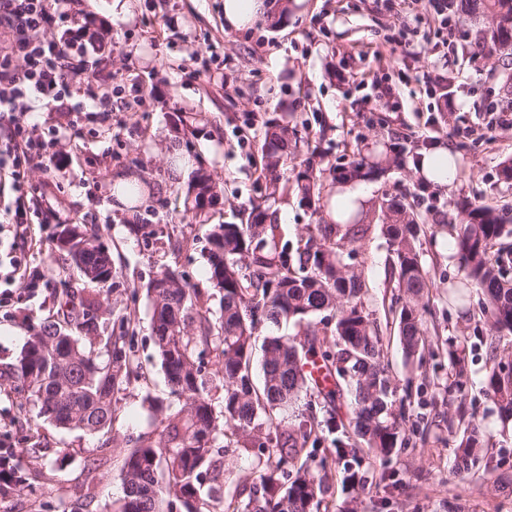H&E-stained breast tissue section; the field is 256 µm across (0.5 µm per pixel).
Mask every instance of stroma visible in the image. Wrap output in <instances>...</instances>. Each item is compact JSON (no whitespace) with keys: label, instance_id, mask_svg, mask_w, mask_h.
Masks as SVG:
<instances>
[{"label":"stroma","instance_id":"obj_1","mask_svg":"<svg viewBox=\"0 0 512 512\" xmlns=\"http://www.w3.org/2000/svg\"><path fill=\"white\" fill-rule=\"evenodd\" d=\"M113 0H71L69 30L89 50L87 59L101 79L142 90L144 100L108 121L93 116L40 110L29 116L36 136L60 168L29 167L25 189L30 222L23 237L0 226V277L12 261L35 272V283L16 280L8 306L0 307V367L14 362L26 340L22 322L48 315L54 290L78 288L82 277L67 266L56 241L64 227L94 224L112 256L113 278L99 295V315L119 327V315L136 318L131 338L144 376L114 394L115 420L107 435L61 430L44 422L32 443L17 421L18 394L0 391V446L23 450L30 470H44L47 484L0 500V512H17L22 499H40L41 512H59L60 501H74L86 465L103 463L96 473L92 512H118L123 497L122 466L140 434L151 431L147 397L165 398L169 388L156 358L146 283L169 268L192 288L209 287L208 242L198 221L181 218L182 199L169 172L167 155L175 140L178 112L206 117L190 136V148L224 198L210 223L231 220L260 193L255 165L261 158V129L276 116L296 124L303 139L300 158L315 157L321 167L347 161L356 146L377 154L396 150L400 163L368 179L370 199L389 195L429 218L420 238L423 264L432 288L426 316L429 332L422 361H406L395 333L384 338V361L398 385H410L411 407L401 427L404 446L386 471L372 470L366 486H346L332 474V493L341 512H512V429L503 428L488 396L485 368L491 335L478 315L460 316L448 305L449 279L463 278L440 224L458 223L455 203L483 201L512 208V182L499 169L512 159V126L489 127L488 102L510 107L497 57L469 60L465 49L477 28L459 19L449 36L417 22L427 0H407L401 13L383 0H303L277 26L258 21L243 31L224 29V0H127L126 12ZM224 70V85L202 77L205 61ZM391 86L398 102L385 107L380 91ZM451 87L453 105L441 107L442 87ZM459 156L460 175L449 188L425 183L416 156L437 145ZM138 175L147 182L144 203L122 208L113 194L117 176ZM132 224L167 228L188 238L176 251L166 236L130 234ZM368 288L367 305L384 320L393 290L389 253L374 236L355 259ZM465 347L469 381L464 397L448 392V339ZM479 421L493 437L486 468L460 474L455 469L457 434L448 421L458 416ZM110 453L101 456L102 441Z\"/></svg>","mask_w":512,"mask_h":512}]
</instances>
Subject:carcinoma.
Wrapping results in <instances>:
<instances>
[{"mask_svg": "<svg viewBox=\"0 0 512 512\" xmlns=\"http://www.w3.org/2000/svg\"><path fill=\"white\" fill-rule=\"evenodd\" d=\"M448 7L480 17L467 48L472 57L498 55L512 65V0H449ZM199 114L179 112L171 125L174 140L187 137ZM260 180L263 193L251 201L244 224H211L207 264L212 291L189 288L166 269L146 284L152 300V328L170 395L165 403L148 398L155 429L141 436L124 458L128 482L120 512H342L327 499L331 464L343 466V483L364 486L375 462L386 464L402 448L400 429L406 405L395 399L396 386L384 364L381 327L366 310L362 270L348 263L375 230L391 253V277L401 306L395 325L403 353L421 357L428 272L421 260L419 220L413 208L386 197L349 210L333 201V186L380 176L392 163L357 150L347 163L327 171L308 158L292 166L302 137L279 118L263 123ZM320 217L306 227L294 254L281 244L277 207L288 194ZM220 182L202 167L191 174L184 213L198 215L217 204ZM460 223L442 229L455 242L464 278L448 282V296L459 307L478 296L491 335H512V279L494 246L512 234L496 206L469 200L458 203ZM57 248L83 275V287L56 294L53 310L35 325L24 324L27 341L16 363L0 371V381L25 394L18 405L27 430L37 420L62 429L99 433L112 427L115 391L139 377L127 336L108 332L98 320V286L112 279V256L101 245L99 228L64 229ZM165 282L166 288L158 287ZM327 313L334 326L327 331ZM298 327L292 337L269 334L262 343L263 384L253 380L256 333L265 323ZM210 350L217 368L205 378L196 365ZM318 358L332 387L314 386L304 371ZM512 352H493L486 386L502 422H512V375L502 364ZM448 391L463 395L465 349L448 356ZM223 392L224 410L214 412L210 394ZM346 403L348 414L337 413ZM267 436V460L249 491L225 489L224 460L244 455L256 436ZM331 435V458L316 446ZM491 437L468 421L455 448L457 469L480 466ZM45 478L27 470L12 448H0V497L11 496ZM166 504L162 511L160 504Z\"/></svg>", "mask_w": 512, "mask_h": 512, "instance_id": "1", "label": "carcinoma"}]
</instances>
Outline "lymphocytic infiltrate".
<instances>
[{
	"mask_svg": "<svg viewBox=\"0 0 512 512\" xmlns=\"http://www.w3.org/2000/svg\"><path fill=\"white\" fill-rule=\"evenodd\" d=\"M69 0H0V173L21 189L26 170L46 156L26 114L42 107L55 112H122L131 107L121 89L95 90L86 76L84 47L67 38H48L52 24L70 21Z\"/></svg>",
	"mask_w": 512,
	"mask_h": 512,
	"instance_id": "lymphocytic-infiltrate-1",
	"label": "lymphocytic infiltrate"
}]
</instances>
